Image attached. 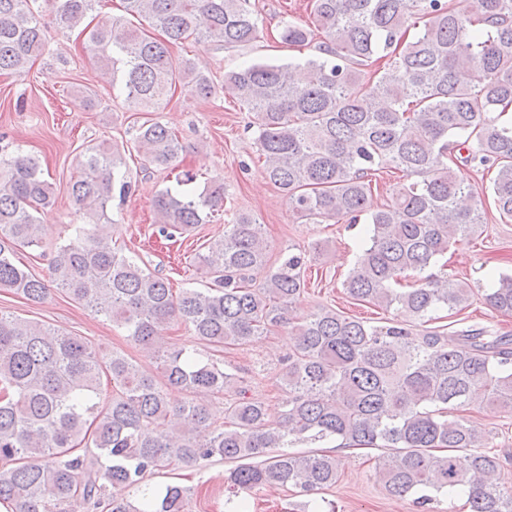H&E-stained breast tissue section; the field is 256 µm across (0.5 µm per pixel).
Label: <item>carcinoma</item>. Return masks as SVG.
<instances>
[{"label":"carcinoma","mask_w":512,"mask_h":512,"mask_svg":"<svg viewBox=\"0 0 512 512\" xmlns=\"http://www.w3.org/2000/svg\"><path fill=\"white\" fill-rule=\"evenodd\" d=\"M36 2L0 0V72L21 76L43 51ZM43 2L65 27L80 29L136 112L158 111L178 85L211 97L212 79L174 55L184 40L227 49L259 37L250 0H123L124 12L146 29L122 16L84 24L96 0ZM315 29L324 41L300 78L285 65L255 62L225 72L224 87L253 114L265 177L293 214L319 224L367 221L368 242L342 286L395 317L374 326L329 307L296 315L304 254L288 255L256 281L268 243L245 213L233 214L224 238L201 256L206 287L173 293L136 255L95 233L132 185L119 150L87 148L71 185L84 223L55 247L50 279L149 350L159 373L0 311V503L12 512H189V489L153 490L148 477L176 461L214 458L233 464L232 512H247L249 493L263 487L310 497L300 512H335L314 495L336 485L341 460L289 451L300 437L383 450L377 478L391 494L414 496L418 512H434L440 498L459 493L469 512H512V490L491 480L501 467L484 451L492 437L456 415L462 407L512 413V348L503 337L488 339L482 327L458 330L453 340L429 326L441 309L467 308L472 289L427 273L453 241L485 224L482 200L454 168L477 162L494 172L482 194L500 216L512 217V125L498 123L512 109V0H473L468 15L449 0H312L311 21L285 22L281 42L305 47ZM134 146L154 168L173 165L183 152L174 131L153 119L138 126ZM376 167L410 179L382 205L369 179ZM193 180L187 171L183 188L157 195L159 236L189 233L224 207L223 181L199 192ZM54 200L35 157L0 158V288L34 303L48 288L17 264V250L41 246L33 211ZM410 275L417 284L406 288ZM485 301L511 315L512 274L499 275ZM175 323L215 347L249 346L288 330L294 350L279 374V420L270 422L264 403L247 396L238 372L172 344ZM169 390L189 397L173 404ZM200 393L228 395L224 425L215 426ZM109 486L116 489L110 497Z\"/></svg>","instance_id":"cac0c4a2"}]
</instances>
